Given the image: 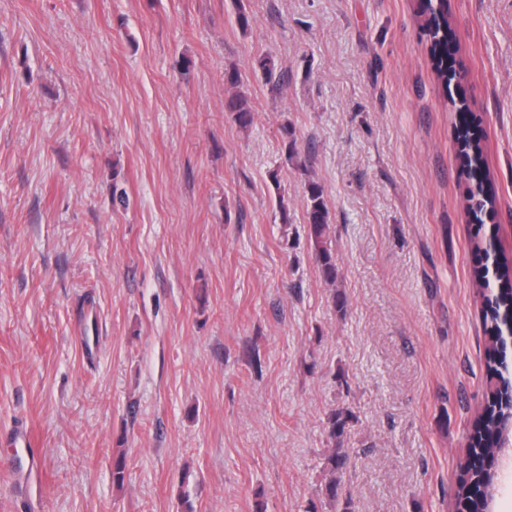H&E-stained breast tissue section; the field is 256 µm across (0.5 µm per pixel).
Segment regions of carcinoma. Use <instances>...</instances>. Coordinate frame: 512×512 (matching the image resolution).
Segmentation results:
<instances>
[{
    "mask_svg": "<svg viewBox=\"0 0 512 512\" xmlns=\"http://www.w3.org/2000/svg\"><path fill=\"white\" fill-rule=\"evenodd\" d=\"M426 18L423 24L428 50L435 72L443 85H448V50L457 44V35L448 19L447 0H426ZM228 110L235 113L240 126H248L253 119L247 99L237 94L228 101ZM471 117L460 113L459 139L462 167L475 179V189L468 193L467 209L475 220L480 215H494L497 193L487 167L483 145L470 135ZM306 220L308 238L324 281L330 285L338 279L336 256L331 247L330 212L317 183L307 187ZM473 276L484 295V335L486 375L490 382L486 405L477 416L470 447L459 464V479L455 494L458 512H482L484 492L495 483L496 471L489 465L488 453L494 439L502 438L512 422V374L506 362L508 337L505 325L512 318V261L494 254V265L474 268ZM348 410H335L327 417L328 436L335 444L326 457L328 478L322 493L333 512H352L351 500L342 494L341 474L348 455L340 448Z\"/></svg>",
    "mask_w": 512,
    "mask_h": 512,
    "instance_id": "1",
    "label": "carcinoma"
}]
</instances>
